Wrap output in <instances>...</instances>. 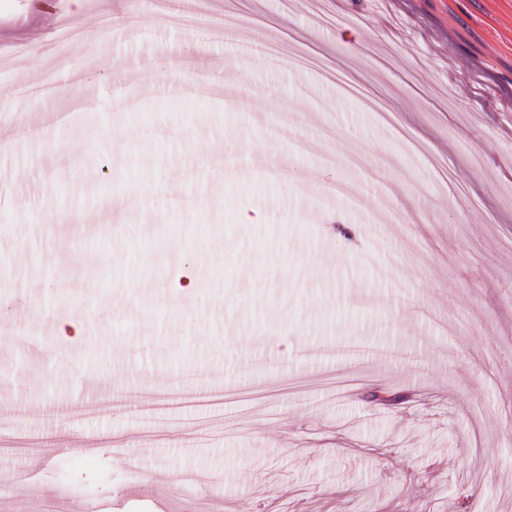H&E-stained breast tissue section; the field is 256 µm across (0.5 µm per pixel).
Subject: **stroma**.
Instances as JSON below:
<instances>
[{"mask_svg":"<svg viewBox=\"0 0 512 512\" xmlns=\"http://www.w3.org/2000/svg\"><path fill=\"white\" fill-rule=\"evenodd\" d=\"M175 2L0 0V512H512V0ZM204 70L207 71V64L199 59L189 64L180 63L175 64L169 62L159 69L163 76L176 75L180 80L185 83L196 86L199 83V74ZM52 336L64 343H75L87 332V325L82 319L72 316H52L50 319ZM158 404L162 406H171L174 404H193L218 406L222 404V399L210 392L189 393L183 398L176 399L172 396H165L157 399Z\"/></svg>","mask_w":512,"mask_h":512,"instance_id":"stroma-1","label":"stroma"}]
</instances>
